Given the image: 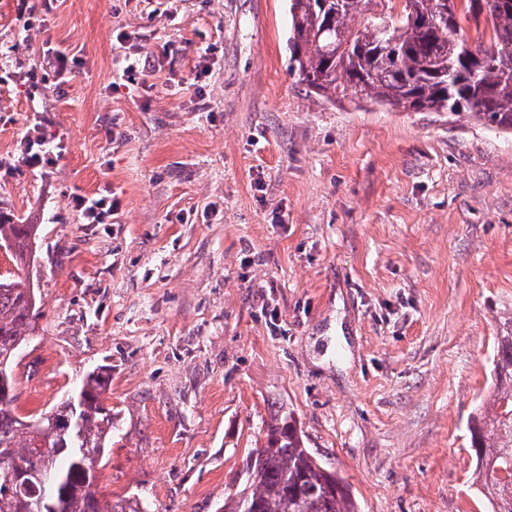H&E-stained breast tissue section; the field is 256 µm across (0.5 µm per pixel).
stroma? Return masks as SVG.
Instances as JSON below:
<instances>
[{"mask_svg":"<svg viewBox=\"0 0 512 512\" xmlns=\"http://www.w3.org/2000/svg\"><path fill=\"white\" fill-rule=\"evenodd\" d=\"M288 36L287 0H56L27 31L0 0L10 68L83 61L34 103L0 88V213L41 227L18 411L109 366L100 485L150 512H215L279 409L358 512H487L468 419L512 316V136L306 93ZM37 108L43 170L14 163ZM105 191L115 223H81ZM71 208L84 224H112L121 210V200L113 192L109 195L72 196Z\"/></svg>","mask_w":512,"mask_h":512,"instance_id":"1","label":"stroma"}]
</instances>
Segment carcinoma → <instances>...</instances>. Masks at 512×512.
Segmentation results:
<instances>
[{
  "instance_id": "obj_1",
  "label": "carcinoma",
  "mask_w": 512,
  "mask_h": 512,
  "mask_svg": "<svg viewBox=\"0 0 512 512\" xmlns=\"http://www.w3.org/2000/svg\"><path fill=\"white\" fill-rule=\"evenodd\" d=\"M288 12L290 72L308 91L333 102L351 93L382 107L464 114L512 134V0H289ZM38 236L39 225L0 215V244H10L14 266L0 274V377L11 387L41 308L30 277ZM492 372L494 394L469 423L473 476L490 512H512V317L495 337ZM108 384V368L96 367L35 418L0 398V459L23 470L9 490L0 477V512H142L136 497L112 502L100 491L114 428ZM325 482L294 417L275 411L263 451L243 459L237 495L216 512H356L341 479L334 492Z\"/></svg>"
}]
</instances>
